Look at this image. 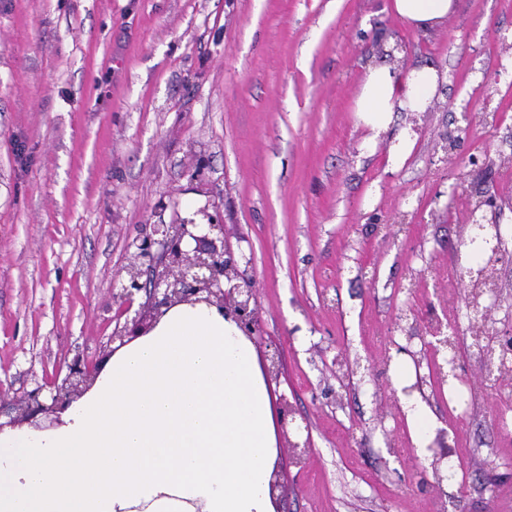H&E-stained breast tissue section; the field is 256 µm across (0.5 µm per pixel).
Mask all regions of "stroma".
Returning a JSON list of instances; mask_svg holds the SVG:
<instances>
[{"mask_svg": "<svg viewBox=\"0 0 512 512\" xmlns=\"http://www.w3.org/2000/svg\"><path fill=\"white\" fill-rule=\"evenodd\" d=\"M386 3L0 0V400L97 359L128 242L206 207L250 260L257 360L280 351L283 512H512V378L485 385L454 268L475 188L512 229V0H457L427 34ZM393 41L446 80L374 141L353 100ZM450 312L474 389L463 414L431 401L454 450L439 480L402 410L414 368L386 342L420 349ZM339 355L360 363L346 386Z\"/></svg>", "mask_w": 512, "mask_h": 512, "instance_id": "obj_1", "label": "stroma"}]
</instances>
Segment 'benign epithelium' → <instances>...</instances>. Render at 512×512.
Wrapping results in <instances>:
<instances>
[{
	"instance_id": "7a95c632",
	"label": "benign epithelium",
	"mask_w": 512,
	"mask_h": 512,
	"mask_svg": "<svg viewBox=\"0 0 512 512\" xmlns=\"http://www.w3.org/2000/svg\"><path fill=\"white\" fill-rule=\"evenodd\" d=\"M201 220H183L177 224H153L151 231L135 238L133 261L121 271V291L113 296L118 303L123 324L116 326L108 343H126L145 335L173 306L179 304L205 303L215 306L224 316L232 319L248 338H253L259 329V314L254 286L246 280L239 269V261L229 240L224 237L221 216L207 209L197 211ZM145 293L146 300L133 309L136 296ZM430 338H421L420 350L401 345L389 339L388 349L398 355L409 356L415 364L416 383L410 391L426 397L424 385L427 381L438 382L443 366L436 363L439 351L455 346V340L433 330ZM107 352L98 363L91 362L81 354L66 362L63 377L36 386L14 398L8 406L0 404V431L32 425L42 416L51 423H60V414L93 386L101 369L111 357ZM428 365L429 373L419 372ZM267 383L281 375L279 350L267 355L263 364ZM431 467L438 473L448 465L453 450L448 447L447 431H436L428 446ZM271 499L278 505L287 494L288 482L280 463H275L270 479Z\"/></svg>"
}]
</instances>
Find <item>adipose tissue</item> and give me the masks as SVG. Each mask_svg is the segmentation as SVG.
<instances>
[{
	"mask_svg": "<svg viewBox=\"0 0 512 512\" xmlns=\"http://www.w3.org/2000/svg\"><path fill=\"white\" fill-rule=\"evenodd\" d=\"M388 8L427 33L456 2ZM444 79L429 65H369L354 110L380 138L389 113L432 108ZM276 457L252 342L216 307L179 304L112 354L58 427L0 431V512H274Z\"/></svg>",
	"mask_w": 512,
	"mask_h": 512,
	"instance_id": "obj_1",
	"label": "adipose tissue"
}]
</instances>
